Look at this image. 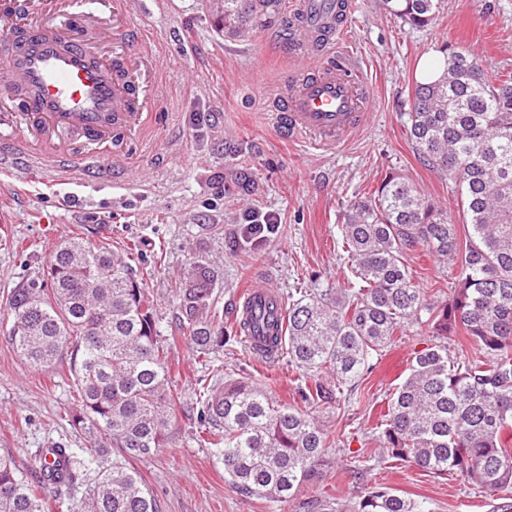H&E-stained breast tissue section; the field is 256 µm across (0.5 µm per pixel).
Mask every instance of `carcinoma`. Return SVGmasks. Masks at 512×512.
<instances>
[{
    "label": "carcinoma",
    "instance_id": "1",
    "mask_svg": "<svg viewBox=\"0 0 512 512\" xmlns=\"http://www.w3.org/2000/svg\"><path fill=\"white\" fill-rule=\"evenodd\" d=\"M274 2L263 12L257 0H224V34L264 26L279 14L282 0ZM383 4L424 27L439 0ZM408 123L416 151L454 181L466 222L448 221L446 210L393 172L355 202L342 228L347 285L288 296L281 325L268 326L257 346L262 356L286 355L302 371L305 409L274 402L244 377L203 392L201 442L243 495L282 502L313 479L333 443L314 417L333 393L319 373L336 378L339 395L351 393L372 359L414 326L438 341L415 352L376 424L378 463L453 474L490 497L512 490V77L453 50L437 81L415 84ZM420 246L456 269L445 302L412 282L407 258ZM178 309L199 354L224 347V318L211 289H184ZM7 317L8 338L31 366L67 362L71 425L93 437L99 451L118 449L77 512H160L131 461L167 446L179 397L169 385L168 349L153 303L133 277L129 254L74 239L60 243L46 274L12 291ZM453 335L477 355L451 354ZM53 449L56 464L33 476L0 455V512H49L44 489L61 492L83 480L81 469L91 461L68 443ZM326 506L426 512L425 502L379 484L351 504Z\"/></svg>",
    "mask_w": 512,
    "mask_h": 512
}]
</instances>
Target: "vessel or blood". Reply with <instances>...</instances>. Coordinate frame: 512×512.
<instances>
[{
    "mask_svg": "<svg viewBox=\"0 0 512 512\" xmlns=\"http://www.w3.org/2000/svg\"><path fill=\"white\" fill-rule=\"evenodd\" d=\"M128 0H0V173L80 172L111 183L120 136L137 135L155 104L149 60ZM351 0H293L285 32L304 72L283 78L278 122L289 137L317 135L318 147L357 129L372 102L363 67L340 50L337 19ZM30 93L24 118L11 111L16 88ZM250 312L282 314L277 289L255 284Z\"/></svg>",
    "mask_w": 512,
    "mask_h": 512,
    "instance_id": "obj_1",
    "label": "vessel or blood"
}]
</instances>
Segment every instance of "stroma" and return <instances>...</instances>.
Returning a JSON list of instances; mask_svg holds the SVG:
<instances>
[{"instance_id":"stroma-1","label":"stroma","mask_w":512,"mask_h":512,"mask_svg":"<svg viewBox=\"0 0 512 512\" xmlns=\"http://www.w3.org/2000/svg\"><path fill=\"white\" fill-rule=\"evenodd\" d=\"M129 2L135 25L150 35L157 107L116 158L113 186L76 175L0 174V314L13 288L38 277L61 241L82 237L115 251L137 244L133 271L154 303L162 336L173 339L170 381L180 397L167 448L134 463L161 512H313L316 501L353 499L375 483L426 501L429 512H496L498 499L457 476L404 462L358 469V456L375 451L374 426L393 388L415 351L432 341L416 328L375 360L351 405L324 406L319 417L336 447L294 499L240 495L212 449L198 442L196 381L251 377L273 400L297 408L299 372L287 358L258 357L238 338L202 365L176 303L182 289L204 285L229 325L248 284L265 282L283 295L342 285L349 270L341 226L352 203L392 172L462 223L453 181L423 162L409 138V101L421 58L448 46L512 73V0H441L435 20L421 28L390 14L382 0H356L348 39L369 72L373 103L356 133L320 150L289 141L275 119L280 76L295 64L280 20L227 37L217 27L222 0ZM251 211L277 215V234L248 239ZM408 265L420 287L446 300L453 267L421 251ZM9 328L0 317V454L27 470L56 443L90 447L68 422V366L34 369L9 342Z\"/></svg>"}]
</instances>
